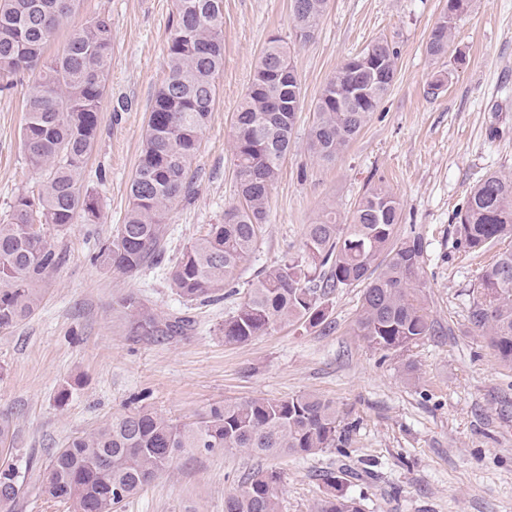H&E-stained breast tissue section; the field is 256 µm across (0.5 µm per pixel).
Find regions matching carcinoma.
<instances>
[{"label":"carcinoma","mask_w":512,"mask_h":512,"mask_svg":"<svg viewBox=\"0 0 512 512\" xmlns=\"http://www.w3.org/2000/svg\"><path fill=\"white\" fill-rule=\"evenodd\" d=\"M75 0H0V90L28 73L38 78L27 97L21 142L29 167L40 174L37 194H20L0 222V332L31 316L59 269V235L82 216L98 217V202L84 185V169L99 131V112L112 59V23L98 15L73 30L61 53L44 56L72 13ZM328 0H292L294 30L312 38ZM453 21L432 29L427 52L448 53ZM348 58L326 82L315 104L309 151L332 163L360 134L393 84L397 52L384 40ZM224 66V0H177L166 41L167 76L151 108L143 147L129 184V207L111 241L94 261L124 274L162 264L169 209L187 190L186 175L216 100L215 76ZM292 68L290 53L273 37L263 51L235 118L234 157L239 203L224 211L185 247L168 270L183 302L211 304L237 292L236 273L266 223L269 194L288 153L301 104L297 76L276 80L272 70ZM401 207L383 184L356 204L349 223L329 208L307 225L298 254L264 269L244 300L224 320V341L245 343L282 322L325 324L322 299L338 288L364 286L356 330L386 357L435 333L421 300L424 249L419 237L394 241ZM459 242L481 252L512 241V177L487 174L458 215ZM131 336L181 334L188 320L154 313L140 298L117 301ZM469 333L483 337L505 365H512V247L482 269L468 315ZM14 426L0 417V512H20L30 496L69 506L71 512H115L168 472L184 455L245 452L261 457L310 456L346 447L336 405L312 393L255 398L210 406L190 423L152 409L121 412L93 431L74 436L44 465L6 447ZM282 477L258 470L224 499V512H280ZM328 492L312 512H363L347 494L346 474H326Z\"/></svg>","instance_id":"obj_1"}]
</instances>
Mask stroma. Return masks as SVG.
Segmentation results:
<instances>
[{"label":"stroma","instance_id":"35a3bbf8","mask_svg":"<svg viewBox=\"0 0 512 512\" xmlns=\"http://www.w3.org/2000/svg\"><path fill=\"white\" fill-rule=\"evenodd\" d=\"M292 0H224V66L185 197L166 216L165 258L221 223L238 196L235 114L271 37L288 43L302 90L291 145L269 198L266 231L237 272L236 295L186 305L165 268L135 275L95 262L129 205L128 185L142 149L176 0H78L49 44L91 17L112 19V63L97 143L85 168L96 223L76 221L57 237L65 260L46 283L41 306L0 333V414L12 418V447L47 457L112 414L149 406L181 423L210 405L313 392L335 402L350 428L346 453L304 457L238 452L187 455L127 500L120 512H224L225 497L259 469L282 476V512H310L327 486L323 471L351 468L347 484L364 512H512V368L467 315L478 276L493 252L474 254L456 224L473 185L489 171L512 176V0H468L447 54H428L448 0H329L314 38L296 40ZM377 40L397 52L393 85L369 123L331 164L307 148L314 108L327 80ZM443 77L441 94L427 85ZM35 81L25 75L0 92V219L16 196L37 190L20 132ZM385 184L398 198L396 239L426 249L423 303L435 333L381 358L356 332L361 287L340 288L322 305L327 328L279 324L243 344L225 342L224 321L263 268L299 252L307 225L326 204L348 223L367 189ZM136 294L161 315L190 321L185 335H128L116 306ZM418 368L407 380L406 363Z\"/></svg>","mask_w":512,"mask_h":512}]
</instances>
